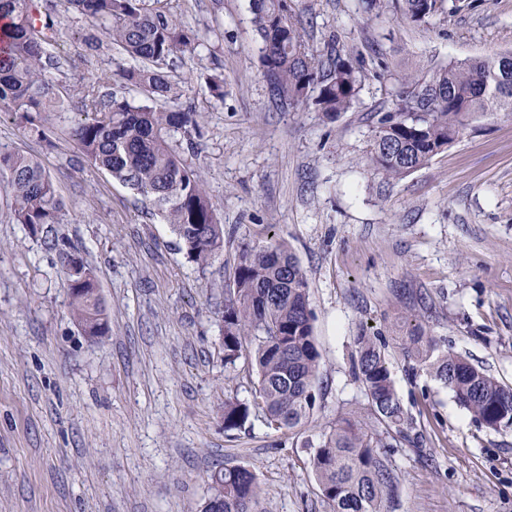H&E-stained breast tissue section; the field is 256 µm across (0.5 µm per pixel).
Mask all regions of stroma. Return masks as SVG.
Segmentation results:
<instances>
[{
    "label": "stroma",
    "mask_w": 512,
    "mask_h": 512,
    "mask_svg": "<svg viewBox=\"0 0 512 512\" xmlns=\"http://www.w3.org/2000/svg\"><path fill=\"white\" fill-rule=\"evenodd\" d=\"M68 35L57 47L71 89L122 66L97 30L50 0ZM447 13L411 26L393 7L300 0L313 45H381L389 69L368 74L336 122L314 107L276 111L257 73L250 0H166L202 44L170 75L191 81L201 116L195 157L224 224L207 267L189 260L139 196L81 161L62 113L43 151L9 113L0 145L39 155L66 220L35 238L6 216L0 185V512H200L207 477L244 465L272 512H328L311 446L336 417L368 402L352 368L353 339L388 345L399 395L420 442L391 449L393 512H512V432L480 425L452 392L411 371L400 339L420 324L442 348L512 386V112L478 114L430 165L392 183L364 166L370 113L391 108L404 72L512 50V0H447ZM224 75V98L204 78ZM285 242L310 285L322 355L321 409L299 435L251 414L224 429V402L252 403L248 357L224 362V298L241 248ZM94 270L109 330L83 335L70 315L60 243Z\"/></svg>",
    "instance_id": "stroma-1"
}]
</instances>
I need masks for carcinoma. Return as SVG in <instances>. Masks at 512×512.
I'll return each mask as SVG.
<instances>
[{
	"instance_id": "carcinoma-1",
	"label": "carcinoma",
	"mask_w": 512,
	"mask_h": 512,
	"mask_svg": "<svg viewBox=\"0 0 512 512\" xmlns=\"http://www.w3.org/2000/svg\"><path fill=\"white\" fill-rule=\"evenodd\" d=\"M64 11L91 19L132 62L116 70L143 102L118 96L108 80L75 91L80 119L69 135L82 158L129 187L171 226L188 257L205 267L224 247V225L197 166L199 113L181 103L188 88L170 80L174 60L199 45L197 34L176 21L162 0H61ZM295 0H251L261 42L258 68L272 104L288 111L314 106L333 122L358 99L369 66L385 68L381 49L354 55L331 38L310 45ZM407 23L420 26L446 11L445 0H394ZM63 31L42 0H0V112L10 113L45 149L55 147L50 115L65 111L59 76L64 60L54 50ZM209 95L224 99V76L205 77ZM512 112V51L407 75L393 108L372 115L366 165L386 183L427 166L481 112ZM188 135L186 143L172 134ZM0 180L11 191L10 217L37 237L65 221L63 204L41 159L0 147ZM71 315L82 333L108 330L106 309L92 269L80 250H62ZM224 302V363L249 351L258 375L255 408L267 424L298 435L322 399L321 353L305 272L289 247L268 241L243 248ZM354 374L369 404L368 418L341 416L321 433L310 464L331 512H389L395 474L386 449L409 439L410 418L399 397L386 342L365 331L354 339ZM404 356L427 370L485 428L512 431V387L440 348L418 325ZM248 405L224 402V430L242 429ZM201 512H269L257 475L241 465L209 475Z\"/></svg>"
}]
</instances>
